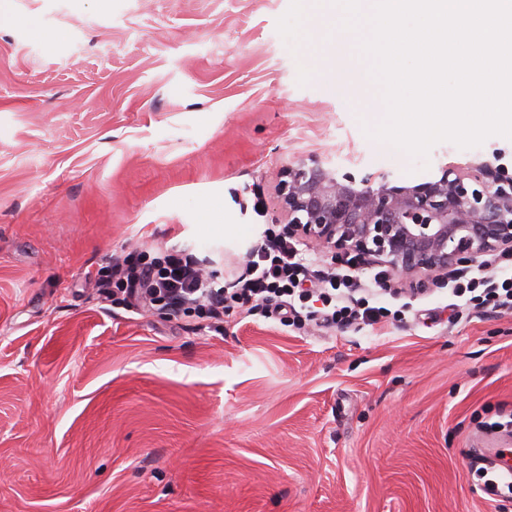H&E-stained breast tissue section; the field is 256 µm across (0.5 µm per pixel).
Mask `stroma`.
<instances>
[{
    "instance_id": "stroma-1",
    "label": "stroma",
    "mask_w": 512,
    "mask_h": 512,
    "mask_svg": "<svg viewBox=\"0 0 512 512\" xmlns=\"http://www.w3.org/2000/svg\"><path fill=\"white\" fill-rule=\"evenodd\" d=\"M290 0H0V512H512L469 459L511 448L512 311L323 330L261 310L157 314L88 287L113 257L184 249L215 281L280 224L298 158L405 178L512 159V139L371 140L299 67ZM235 236L225 239V225Z\"/></svg>"
}]
</instances>
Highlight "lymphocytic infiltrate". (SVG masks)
I'll use <instances>...</instances> for the list:
<instances>
[{
    "mask_svg": "<svg viewBox=\"0 0 512 512\" xmlns=\"http://www.w3.org/2000/svg\"><path fill=\"white\" fill-rule=\"evenodd\" d=\"M308 274L309 266L302 262L296 245L271 233L266 243L250 254L245 275L229 288L209 282L189 257L178 252H156L134 265H115L112 285L145 308L163 304L177 309L196 303L215 313L254 303L264 305L268 313L289 316L296 322L316 320L326 327L359 321L372 325L386 317L385 307L339 296L340 288H352L350 276L330 274L310 288L306 285ZM456 295L488 311L512 309V276L476 270Z\"/></svg>",
    "mask_w": 512,
    "mask_h": 512,
    "instance_id": "f902f5d3",
    "label": "lymphocytic infiltrate"
}]
</instances>
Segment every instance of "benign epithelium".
I'll return each mask as SVG.
<instances>
[{
  "label": "benign epithelium",
  "mask_w": 512,
  "mask_h": 512,
  "mask_svg": "<svg viewBox=\"0 0 512 512\" xmlns=\"http://www.w3.org/2000/svg\"><path fill=\"white\" fill-rule=\"evenodd\" d=\"M277 198L288 236L382 266L385 280L417 292L512 255V182L484 163L473 176L445 165L439 176L405 179L302 160L284 172Z\"/></svg>",
  "instance_id": "1"
}]
</instances>
